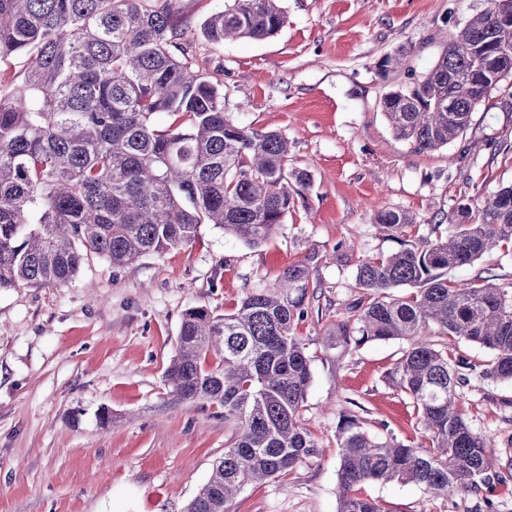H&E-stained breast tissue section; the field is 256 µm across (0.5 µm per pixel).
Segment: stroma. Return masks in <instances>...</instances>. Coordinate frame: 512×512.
Listing matches in <instances>:
<instances>
[{
  "label": "stroma",
  "mask_w": 512,
  "mask_h": 512,
  "mask_svg": "<svg viewBox=\"0 0 512 512\" xmlns=\"http://www.w3.org/2000/svg\"><path fill=\"white\" fill-rule=\"evenodd\" d=\"M227 0H180L194 71L221 80L239 125L288 138L311 185L273 240L252 247L212 224L195 240L122 268L91 257L69 282L0 289V512H184L234 433L221 406L182 402L166 370L182 316L233 311L316 250L317 296L296 333L312 358L303 419L319 448L289 475L246 484L230 512H338L340 412L368 431L414 446L429 441L410 399L386 381L408 349L373 341L345 354L324 338L348 319L358 264L430 237L460 205L478 207L512 186V78L494 89L464 135L418 153L394 138L381 111L392 89L420 79L447 39L491 0H282L286 26L263 41L216 46L202 22ZM404 53L401 67L380 62ZM413 215L405 241L385 236L375 212ZM346 254L333 260L336 245ZM512 282V253L451 273ZM461 407L489 438L494 468L512 457V383L473 373ZM109 409L112 421L97 414ZM385 512H512V473L479 494L369 482Z\"/></svg>",
  "instance_id": "1"
}]
</instances>
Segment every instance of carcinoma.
Segmentation results:
<instances>
[{
  "label": "carcinoma",
  "mask_w": 512,
  "mask_h": 512,
  "mask_svg": "<svg viewBox=\"0 0 512 512\" xmlns=\"http://www.w3.org/2000/svg\"><path fill=\"white\" fill-rule=\"evenodd\" d=\"M178 2L0 0V60L27 58L15 88L0 93V288L65 283L93 255L122 267L191 242L203 224L257 247L304 197L311 176L290 167L288 138L236 124L222 84L191 71ZM280 2L230 0L201 34L218 44L270 38L287 22ZM500 44L512 45V23L501 24L491 7L472 15L425 76L383 99L395 139L421 153L462 136L486 101L482 53ZM160 113L174 117L164 129L154 123ZM477 212L469 221L464 205L446 236L357 266L353 315L329 330L327 347L409 341L387 381L412 401L432 451L380 439L357 416L340 414L338 512H384L358 493L371 481L453 496L502 479L488 467L491 443L461 408L458 390L476 366L428 340L437 328L451 341L479 344L492 352L482 375L512 381V282L448 277L494 249L512 251V187ZM374 223L404 235L414 218L385 209ZM317 261L309 253L232 313H184L166 372L173 393L222 406L237 425L186 512H230L244 485L316 454L302 422L311 359L295 329ZM210 354L216 362L208 367Z\"/></svg>",
  "instance_id": "obj_1"
}]
</instances>
